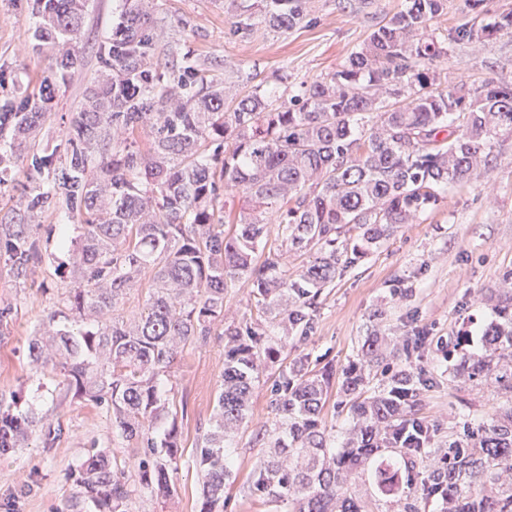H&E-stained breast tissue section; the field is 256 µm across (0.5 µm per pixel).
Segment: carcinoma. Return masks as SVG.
<instances>
[{"label": "carcinoma", "mask_w": 512, "mask_h": 512, "mask_svg": "<svg viewBox=\"0 0 512 512\" xmlns=\"http://www.w3.org/2000/svg\"><path fill=\"white\" fill-rule=\"evenodd\" d=\"M86 2L26 0L33 48L50 52L53 65L0 98V189L17 193L16 223H0V272L24 287L49 258L28 220L63 209L78 229L58 239L70 256L60 275L68 283L32 331L29 357L74 397L111 409L113 437L138 450L132 471L89 451L71 470V510L129 512L139 488L163 502L175 495L181 435L175 423L157 433L173 406L164 384L178 357L221 326L220 389L195 446L199 512H224L226 440L266 371L271 419L251 444L268 454L250 472L253 499L284 512H365L355 493L363 479L397 512L431 503L441 512H512V289L499 295L480 351L453 366L511 393L509 407L487 420L468 412L446 447L439 425L419 414L435 383L420 364L432 337L406 336L388 351L374 327L339 372L308 353L288 358V340L315 332L336 278L438 209L449 189L492 170L500 140L512 135V81L453 83L437 68L452 44L512 34V10L493 14L489 0H464L458 24L443 30L448 0H408L301 93L288 94L283 75L280 91L236 96L189 53L160 72L159 28L124 0L96 49L110 78L85 89L56 144L44 145L37 137L56 90L84 65ZM306 12L307 0L243 5L230 32H285ZM19 169L28 182L16 181ZM238 196L244 205L227 228ZM240 279L251 285L256 315L226 324L224 298ZM145 280V306L125 317L120 305ZM389 294L411 297L408 279H393ZM17 316L16 305L0 303V342ZM338 374L344 399L336 405L348 420L339 441L323 417ZM32 433L52 448L64 428L0 397V456Z\"/></svg>", "instance_id": "1"}]
</instances>
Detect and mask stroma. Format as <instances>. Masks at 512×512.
<instances>
[{"instance_id":"obj_1","label":"stroma","mask_w":512,"mask_h":512,"mask_svg":"<svg viewBox=\"0 0 512 512\" xmlns=\"http://www.w3.org/2000/svg\"><path fill=\"white\" fill-rule=\"evenodd\" d=\"M154 17L164 30L159 69L178 63L186 51L204 60L210 75L236 84L240 91L261 84L275 86V77L288 73L293 85L312 82L343 63L406 0H309L308 15L295 29L277 33L259 28L240 41L229 34L233 0H153ZM119 0H89L79 43L86 64L74 72L54 101V115L40 133L50 139L62 116L75 111L98 76L95 51L118 21ZM31 20L15 0H0V63L6 80L41 78L50 60L36 52L26 31ZM441 69L450 80L479 81L493 77L512 80V37L454 45ZM512 271V138L501 142L489 183L471 181L449 190L445 203L413 224L401 227L358 267L338 278L321 311L317 329L303 352L322 362L344 365L374 323V313L397 335L425 330L453 340L469 334L470 349L480 346L479 334L494 318L486 298L503 285ZM410 276L413 295L396 302L388 293L391 281ZM62 283L36 269L26 287L0 274V299L18 305V319L8 342L0 344V394L17 395L22 406L59 419L66 435L56 448H42L30 436L15 452L0 457V512H66L76 487L70 469L90 447L134 462V448L113 441L112 415L106 407L66 393L58 378L34 373L27 345L38 321L53 309ZM425 364L437 377L426 392L420 412L451 431L466 409L491 418L503 404L492 391L472 389L466 378L448 369L444 354L429 350ZM224 368V339L212 337L203 347L187 350L172 379L174 398L187 402L178 422L185 468L180 469L177 493L167 503L147 491H137L130 512H198L202 486L190 463L197 429L207 423L216 405ZM268 385L256 384L248 428L242 429L229 452L232 478L224 512H275L249 498L246 480L265 451L250 447L253 426L269 418Z\"/></svg>"}]
</instances>
